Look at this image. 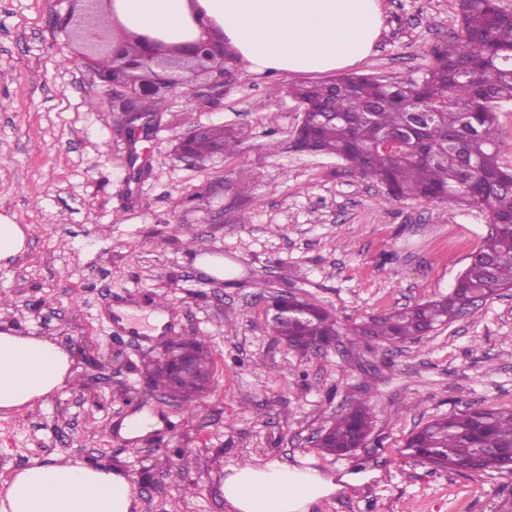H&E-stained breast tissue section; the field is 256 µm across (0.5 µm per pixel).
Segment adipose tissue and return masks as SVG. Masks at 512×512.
Returning <instances> with one entry per match:
<instances>
[{"mask_svg": "<svg viewBox=\"0 0 512 512\" xmlns=\"http://www.w3.org/2000/svg\"><path fill=\"white\" fill-rule=\"evenodd\" d=\"M205 15L255 73L318 74L363 60L382 32L379 0H113L114 26L167 43L196 38ZM69 355L49 339L0 329V411L33 406L64 386ZM367 475L332 477L280 462L230 467L229 512H310ZM132 482L77 458L33 461L0 494V512H136Z\"/></svg>", "mask_w": 512, "mask_h": 512, "instance_id": "1", "label": "adipose tissue"}]
</instances>
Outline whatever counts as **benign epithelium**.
<instances>
[{"instance_id":"7a95c632","label":"benign epithelium","mask_w":512,"mask_h":512,"mask_svg":"<svg viewBox=\"0 0 512 512\" xmlns=\"http://www.w3.org/2000/svg\"><path fill=\"white\" fill-rule=\"evenodd\" d=\"M83 12L76 26L77 37L87 46L103 47L112 58V74L100 80L107 86L123 87L128 91V105L123 113L124 124L132 130L147 132L154 122V113L147 108L148 98L164 90L170 94L184 93L220 98L231 72L224 67V43L210 33L205 22L198 23L201 36L186 44L159 47L153 39L132 34L125 44H112V0H81ZM213 74L202 85L192 81L201 74ZM200 129L178 139L175 155L183 161L200 156L189 153L185 146Z\"/></svg>"}]
</instances>
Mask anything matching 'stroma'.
Segmentation results:
<instances>
[{"label": "stroma", "instance_id": "stroma-1", "mask_svg": "<svg viewBox=\"0 0 512 512\" xmlns=\"http://www.w3.org/2000/svg\"><path fill=\"white\" fill-rule=\"evenodd\" d=\"M383 32L356 75L400 81L429 66L457 28L455 0H380ZM79 0H0V215L27 231L25 253L0 264V323L48 338L74 379L0 418V485L31 460L66 454L119 468L138 512H227L230 467L279 461L377 477L314 512H512V473L448 472L406 457L407 436L473 404L512 409V291L397 347L341 338L320 354L279 342L268 297L294 289L343 327L447 294L490 230L456 203H388L333 157L288 149L300 119L289 86L310 75L235 65L222 98L168 96L153 132L131 139L124 99L61 25ZM242 130L237 154L178 160L198 127ZM276 150H267L269 142ZM257 180L240 193L236 174ZM182 225L172 237L171 225ZM219 261L223 275L202 269ZM166 297L157 305V297ZM148 325L123 328L126 317ZM205 337L216 387L191 406L146 388L142 367L165 336ZM369 398L374 429L346 457L313 436ZM135 416L157 424L127 438ZM195 460L184 472L177 451Z\"/></svg>", "mask_w": 512, "mask_h": 512}]
</instances>
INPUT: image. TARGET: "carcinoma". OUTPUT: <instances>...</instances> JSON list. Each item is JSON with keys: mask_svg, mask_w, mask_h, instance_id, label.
<instances>
[{"mask_svg": "<svg viewBox=\"0 0 512 512\" xmlns=\"http://www.w3.org/2000/svg\"><path fill=\"white\" fill-rule=\"evenodd\" d=\"M458 29L429 50L432 62L419 79L387 82L346 75L296 84L288 96L319 116L299 121L293 151L333 156L344 173L384 185V200L455 202L489 214L490 229L446 295L367 316L352 327L353 343L396 347L428 335L435 325L474 313L512 291V170L499 162L497 108L512 103V6L503 0H455ZM211 139L235 153L241 133L210 129ZM403 135L397 152L378 148L382 134ZM301 323L272 329L294 348L331 347L341 335L335 313L293 294ZM194 350L197 372L173 377L165 370L180 348ZM215 359L202 336H174L147 366L156 391L190 402L214 385ZM367 400L337 415L318 449L345 456L373 429ZM407 455L454 472H512V409L472 406L429 421L406 439Z\"/></svg>", "mask_w": 512, "mask_h": 512, "instance_id": "1", "label": "carcinoma"}]
</instances>
